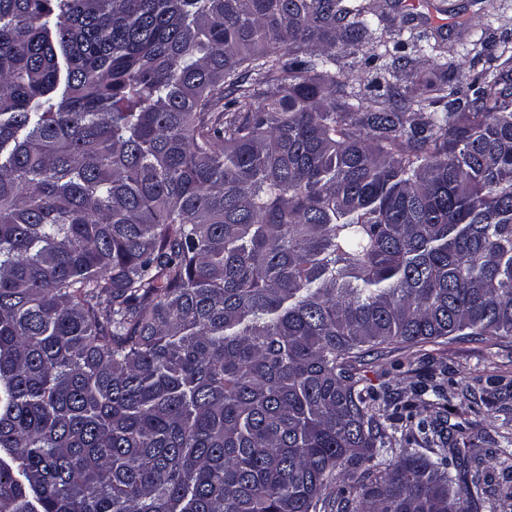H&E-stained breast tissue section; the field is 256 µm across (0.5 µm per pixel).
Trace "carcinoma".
Returning a JSON list of instances; mask_svg holds the SVG:
<instances>
[{
	"instance_id": "1",
	"label": "carcinoma",
	"mask_w": 512,
	"mask_h": 512,
	"mask_svg": "<svg viewBox=\"0 0 512 512\" xmlns=\"http://www.w3.org/2000/svg\"><path fill=\"white\" fill-rule=\"evenodd\" d=\"M372 34L350 0H0V512L485 493L467 448L380 467L358 366L512 336V53L359 112L333 50ZM429 391L386 402L406 441L444 442Z\"/></svg>"
}]
</instances>
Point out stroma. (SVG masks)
I'll return each mask as SVG.
<instances>
[{
  "label": "stroma",
  "instance_id": "stroma-1",
  "mask_svg": "<svg viewBox=\"0 0 512 512\" xmlns=\"http://www.w3.org/2000/svg\"><path fill=\"white\" fill-rule=\"evenodd\" d=\"M375 34L359 48L337 47L336 78L354 92L360 111L373 109L372 95L358 77L379 69L399 92L439 81L437 60L457 63L455 79L469 82L488 66L490 55L512 46V0H361ZM405 56L409 65L399 66ZM365 387L393 392L412 402L414 413L432 415L418 388L434 376L450 394L448 421L461 424L457 441L473 440L493 452L506 449L512 434V337L493 342L471 337L441 339L410 349L391 345L369 357Z\"/></svg>",
  "mask_w": 512,
  "mask_h": 512
}]
</instances>
